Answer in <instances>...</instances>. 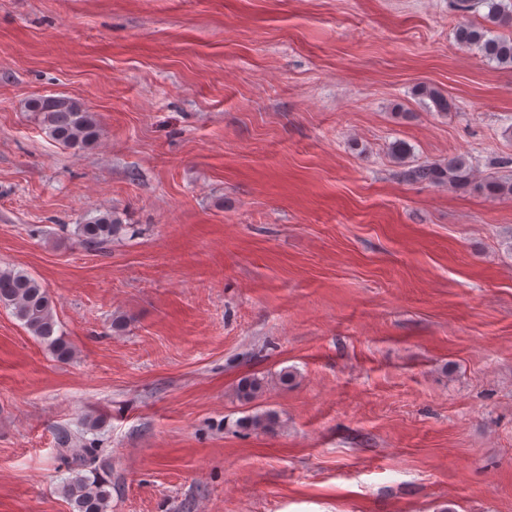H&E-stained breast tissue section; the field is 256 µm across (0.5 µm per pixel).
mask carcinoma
Masks as SVG:
<instances>
[{
  "mask_svg": "<svg viewBox=\"0 0 512 512\" xmlns=\"http://www.w3.org/2000/svg\"><path fill=\"white\" fill-rule=\"evenodd\" d=\"M478 5L487 9L485 19L491 26L475 25L461 18L455 29L457 44L477 50L488 63L512 66V39L497 36L492 30L494 26L512 22V0H456V9L463 14ZM414 95L429 101L437 112L452 109L448 96L434 86L420 84ZM27 111L35 113L50 139L66 147L87 148L101 135L95 115L70 97L33 98L27 103ZM403 176L412 182L473 189L489 198L512 196V180L488 177L477 181L470 162L463 156L454 157L446 164L418 165L405 170ZM124 229L125 225L116 214L108 210L77 225V234L85 246L99 247L117 238ZM0 305L13 309L28 331L46 344L57 360L66 362L73 358V347L57 330L53 296L39 279L24 270L0 268ZM264 388V378L254 375L241 381L238 393L243 401L250 402ZM111 488V483L98 476L91 479L77 473L63 483L61 491L70 502L72 512H108Z\"/></svg>",
  "mask_w": 512,
  "mask_h": 512,
  "instance_id": "1",
  "label": "carcinoma"
}]
</instances>
